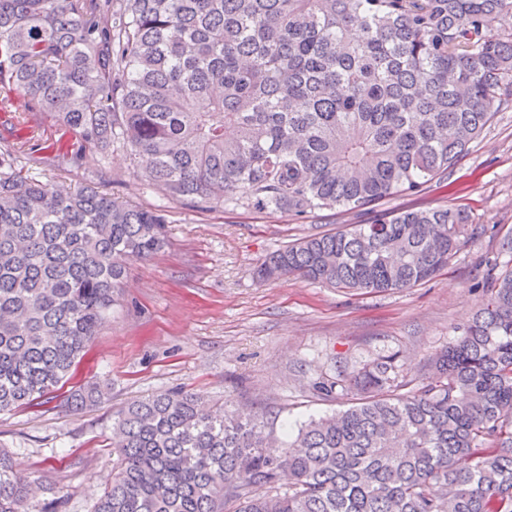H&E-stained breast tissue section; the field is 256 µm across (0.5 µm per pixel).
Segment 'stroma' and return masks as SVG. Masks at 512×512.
<instances>
[{
  "mask_svg": "<svg viewBox=\"0 0 512 512\" xmlns=\"http://www.w3.org/2000/svg\"><path fill=\"white\" fill-rule=\"evenodd\" d=\"M74 140L26 97L0 94V150L12 151L18 167L50 188L92 185L123 203L163 207L168 244L132 266L120 307L74 377L106 382L102 402L74 412L59 390L40 407L0 413V448L38 483L29 512L57 497L65 500L60 512H91L114 476L112 414L148 395L182 389L199 394L207 409L229 400L263 418L277 456L288 428L351 405L343 392L317 396L318 378L391 355L405 379H421L428 360L462 336L480 301L475 282L503 259L495 228H512V100L438 179L379 204L382 212L448 204L473 217L447 270L423 286L380 294L254 275L271 251L367 223L373 213L323 209L300 218L285 210L192 209L142 182L119 145L87 150L79 169L48 164Z\"/></svg>",
  "mask_w": 512,
  "mask_h": 512,
  "instance_id": "obj_1",
  "label": "stroma"
}]
</instances>
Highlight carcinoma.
Here are the masks:
<instances>
[{"label":"carcinoma","mask_w":512,"mask_h":512,"mask_svg":"<svg viewBox=\"0 0 512 512\" xmlns=\"http://www.w3.org/2000/svg\"><path fill=\"white\" fill-rule=\"evenodd\" d=\"M512 0H0V86L78 135V169L120 144L188 206L362 210L413 195L512 96ZM464 210L397 209L299 239L256 270L355 293L414 288L447 268ZM167 245L159 210L93 186L48 191L0 151V412L40 405L116 305L132 263ZM464 335L411 386L395 358L318 396L283 456L262 417L168 390L117 412L116 469L92 512H512V231ZM98 383L70 393L81 409ZM29 476L0 450V512Z\"/></svg>","instance_id":"1"}]
</instances>
